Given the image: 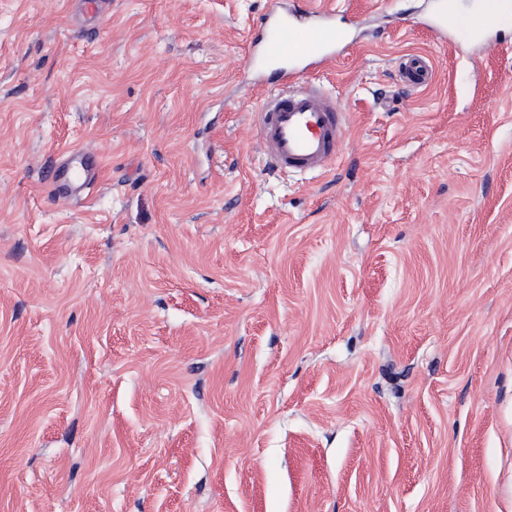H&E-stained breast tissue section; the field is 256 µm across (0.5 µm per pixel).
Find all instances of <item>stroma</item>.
Wrapping results in <instances>:
<instances>
[{"instance_id":"stroma-1","label":"stroma","mask_w":512,"mask_h":512,"mask_svg":"<svg viewBox=\"0 0 512 512\" xmlns=\"http://www.w3.org/2000/svg\"><path fill=\"white\" fill-rule=\"evenodd\" d=\"M297 2L351 29L308 176L257 144L269 0H0V512H512V12ZM398 72L402 81L413 88L427 86L433 77L429 60L420 54H409L400 58ZM95 155L92 150L80 149L68 156L65 162L58 158L49 160L42 172L58 199H78L96 182L98 176L92 164Z\"/></svg>"}]
</instances>
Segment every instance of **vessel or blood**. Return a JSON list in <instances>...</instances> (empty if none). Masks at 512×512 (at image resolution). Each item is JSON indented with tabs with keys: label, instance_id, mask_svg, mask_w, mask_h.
Wrapping results in <instances>:
<instances>
[{
	"label": "vessel or blood",
	"instance_id": "1",
	"mask_svg": "<svg viewBox=\"0 0 512 512\" xmlns=\"http://www.w3.org/2000/svg\"><path fill=\"white\" fill-rule=\"evenodd\" d=\"M250 38L267 60L278 65L276 80L256 113L258 144L268 167L281 173L324 171L345 138L346 117L321 87L301 86L300 78L334 58L344 42L346 35L335 14L272 0ZM398 72L414 88L427 86L433 77L429 60L420 54L400 58ZM94 156V151L80 149L44 166L45 179L59 199L80 198L96 182Z\"/></svg>",
	"mask_w": 512,
	"mask_h": 512
}]
</instances>
